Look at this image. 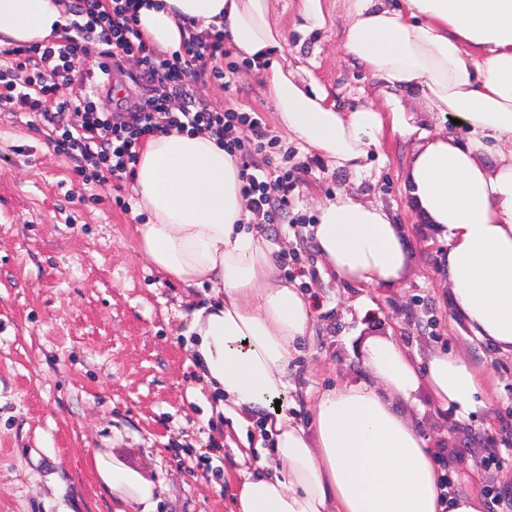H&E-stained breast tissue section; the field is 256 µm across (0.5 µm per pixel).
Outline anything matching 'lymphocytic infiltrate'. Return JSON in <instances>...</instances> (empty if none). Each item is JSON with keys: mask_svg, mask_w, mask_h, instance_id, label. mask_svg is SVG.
<instances>
[{"mask_svg": "<svg viewBox=\"0 0 512 512\" xmlns=\"http://www.w3.org/2000/svg\"><path fill=\"white\" fill-rule=\"evenodd\" d=\"M135 11L136 0H75L57 41L7 49L13 62L0 70V105L43 118L55 151L74 159L87 181L122 178L137 160L136 146L148 135L172 128L210 133L241 159L242 194L252 223L261 229L278 223L293 182L289 174L270 173L267 150L274 141L264 118L233 108L215 110L188 81L192 74L224 79L229 51L223 33L191 36L179 50L166 53L142 38ZM90 43L98 46L92 68H76ZM128 60L135 61L136 71L125 69ZM106 70L139 89L135 98L120 99L110 112L98 110L92 101V81ZM63 85L75 86L73 97L58 99Z\"/></svg>", "mask_w": 512, "mask_h": 512, "instance_id": "f902f5d3", "label": "lymphocytic infiltrate"}]
</instances>
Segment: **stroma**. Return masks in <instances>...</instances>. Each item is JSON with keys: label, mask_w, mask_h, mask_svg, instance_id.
I'll return each mask as SVG.
<instances>
[{"label": "stroma", "mask_w": 512, "mask_h": 512, "mask_svg": "<svg viewBox=\"0 0 512 512\" xmlns=\"http://www.w3.org/2000/svg\"><path fill=\"white\" fill-rule=\"evenodd\" d=\"M321 4L320 27H309L304 0H270V19L288 33L284 67L309 71L349 111L372 100L373 82L347 59V0ZM234 67L193 85L216 109L262 113L277 141L273 169L295 178L286 214L266 228L283 251H300L295 286L313 310L290 366L289 415L308 424L309 396L364 379L368 338L393 336L415 358L458 355L483 377L485 408L462 423L424 390L406 415L447 455L460 490H477L486 512H512V354L473 341L454 312L439 274L446 246L404 204L412 141L389 136L363 170L338 167L279 126L261 67ZM48 133L40 118L0 109V512H114L102 465L151 486L153 512H230L242 453L278 461L257 424L219 411L186 350L190 311L210 288L182 286L141 253L132 177L84 181ZM118 193L129 211L114 206ZM338 194L385 207L401 228L407 262L392 287L321 268L311 228Z\"/></svg>", "instance_id": "stroma-1"}]
</instances>
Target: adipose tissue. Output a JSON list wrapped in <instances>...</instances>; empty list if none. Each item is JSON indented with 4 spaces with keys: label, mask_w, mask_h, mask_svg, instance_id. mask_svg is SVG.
I'll return each instance as SVG.
<instances>
[{
    "label": "adipose tissue",
    "mask_w": 512,
    "mask_h": 512,
    "mask_svg": "<svg viewBox=\"0 0 512 512\" xmlns=\"http://www.w3.org/2000/svg\"><path fill=\"white\" fill-rule=\"evenodd\" d=\"M67 9L68 0H0V45L54 37ZM137 15L142 36L169 52L190 34L226 32L240 57L263 64L280 125L339 167L360 170L386 136L413 137L404 190L448 246L454 311L474 340L512 354V0H352L345 49L379 97L346 112L277 61L287 35L269 0H146ZM415 103L460 119L467 142L429 129ZM134 190L148 261L186 287L211 288L187 333L220 409L244 424L261 416L281 463L272 471L259 460L241 474L231 512H484L474 492L441 502L442 472L402 410L423 387L461 420L484 407L466 360L440 352L421 361L392 337L369 339L362 365L379 387L327 390L301 425L275 403L292 388L311 311L279 278L277 245L249 223L237 161L209 133L173 130L141 144ZM312 233L322 266L342 280L388 287L403 271L404 237L382 206L336 196Z\"/></svg>",
    "instance_id": "obj_1"
}]
</instances>
